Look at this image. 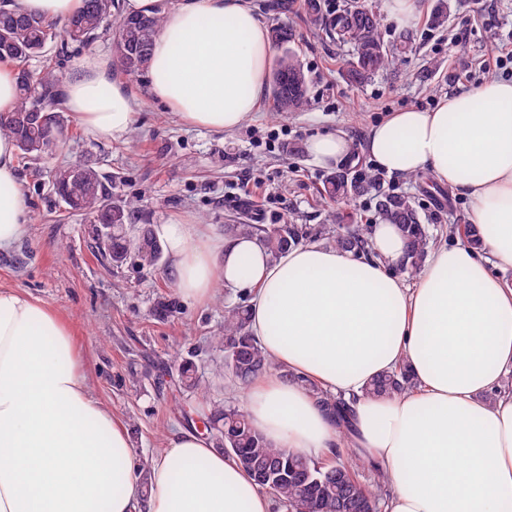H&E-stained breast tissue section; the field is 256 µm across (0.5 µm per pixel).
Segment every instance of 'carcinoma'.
Here are the masks:
<instances>
[{
    "instance_id": "1",
    "label": "carcinoma",
    "mask_w": 512,
    "mask_h": 512,
    "mask_svg": "<svg viewBox=\"0 0 512 512\" xmlns=\"http://www.w3.org/2000/svg\"><path fill=\"white\" fill-rule=\"evenodd\" d=\"M305 21L325 31L340 45L352 49L343 68L344 78L351 84H362L375 75L394 71L405 61L410 40L396 44L384 40L378 11L364 0H347L343 8L324 11L322 0H304ZM116 0H83L82 8L69 17L62 30L56 23L40 16L0 8V63L16 73L17 103L12 112L0 115V135L12 138L22 158L37 163L52 153L62 136L69 132L70 120L63 107L62 78L56 62L45 57L48 46L62 44L88 46L103 30L106 20L117 19L113 31V48L120 71L136 76L148 67L153 39L161 26L156 15L124 17L115 14ZM272 42L283 47L273 63L270 94L273 112L270 117L285 120L293 112L309 104V80L294 51L285 45L294 39L291 26L271 28ZM45 58L36 71L29 63ZM51 193L66 211L80 212L93 224L110 225L109 233H97L100 254L114 267H120L132 255L146 266H157L164 258L159 238L146 224H135L141 209L138 200H112L111 185L95 164L78 162L61 165L54 170ZM376 192L375 207L381 220L397 225L406 243V257L396 267L409 277L419 274L431 239L429 225L422 223L412 197L381 189L380 174L373 170L353 173L341 168L326 175L318 203H342L350 208L357 200ZM334 226L314 229L296 223L288 215L281 224H230L234 234L252 237L274 258L315 236H326L327 243L354 253L368 247L370 225L355 222L354 212H330ZM212 348L224 353V360L214 374H229L241 386L269 373L279 365L263 351L249 329L248 305L241 301L224 308V320L209 336ZM170 360L177 365L181 384L193 391L207 392L206 381L197 374L193 361L178 349ZM414 386L409 370L401 368L373 379L366 392L374 396H394ZM309 389L334 419L345 437L351 431V409L339 397L323 392L311 384ZM213 432L216 447L234 458L262 488L272 492L286 512H377L383 498L385 475L378 471L373 482L359 481V474L369 464L349 449L348 458L338 457L334 463L293 455L274 448L255 430L246 413L231 404L215 402L204 422Z\"/></svg>"
}]
</instances>
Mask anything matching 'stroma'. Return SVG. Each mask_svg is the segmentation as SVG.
Segmentation results:
<instances>
[{"label":"stroma","mask_w":512,"mask_h":512,"mask_svg":"<svg viewBox=\"0 0 512 512\" xmlns=\"http://www.w3.org/2000/svg\"><path fill=\"white\" fill-rule=\"evenodd\" d=\"M382 14L383 33L393 43L409 36L412 50L398 74L381 73L359 87L347 85L341 69L351 49L325 31L301 22L303 0H252L268 27L292 25L294 50L309 78L308 107L285 122L269 117L272 102L262 94L253 119L231 132L180 122L149 93L142 73L125 83L139 108L132 131L116 141L75 125V142L36 164L18 161L28 204L26 232L0 251V286L18 288L52 306L70 322L95 398L125 427L140 477L168 435L201 424L199 410L216 401L243 406L244 392L233 379L214 375L221 356L206 338L222 321L225 307L240 297L224 290L201 305L182 297L170 276V261L155 268L129 258L113 267L95 248L96 231L86 216L60 215L49 192L54 169L87 160L112 183L116 200L141 201L138 221L157 226L172 216L203 227L248 220L276 224L285 213L320 228L326 208L315 203L328 166L307 151L310 139L342 134L359 151L363 168L374 163L363 150L373 125L406 109L427 111L444 96L473 89L491 79L512 80L497 58L512 50V0H449L447 22L431 27L438 0H419L408 26L386 13V0H370ZM495 41H487L488 32ZM382 188L411 196L436 242L452 241V225L469 221L470 203L435 183L383 174ZM174 314L159 319L158 301ZM192 353L207 394L186 390L177 368L162 372L173 349Z\"/></svg>","instance_id":"obj_1"}]
</instances>
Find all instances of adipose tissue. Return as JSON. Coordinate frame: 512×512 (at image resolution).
I'll list each match as a JSON object with an SVG mask.
<instances>
[{
	"instance_id": "ef3b65f1",
	"label": "adipose tissue",
	"mask_w": 512,
	"mask_h": 512,
	"mask_svg": "<svg viewBox=\"0 0 512 512\" xmlns=\"http://www.w3.org/2000/svg\"><path fill=\"white\" fill-rule=\"evenodd\" d=\"M161 16L148 66L151 96L182 123L231 131L255 112L271 42L251 0H123ZM64 107L91 132L125 138L135 101L90 54ZM366 153L386 172L427 174L467 197L478 244L430 251L413 284L396 225L371 227V254L309 242L271 259L255 239L176 218L157 232L178 292L199 303L220 289L249 295V328L296 374L256 378L245 410L270 445L307 457L340 433L308 383L351 401L350 438L387 476L385 512H512V80L444 97L430 111L372 127ZM26 231L16 146L0 136V250ZM407 366L416 388L365 392ZM272 496L209 437L179 429L135 471L126 429L92 395L72 327L25 291L0 287V512H272Z\"/></svg>"
}]
</instances>
